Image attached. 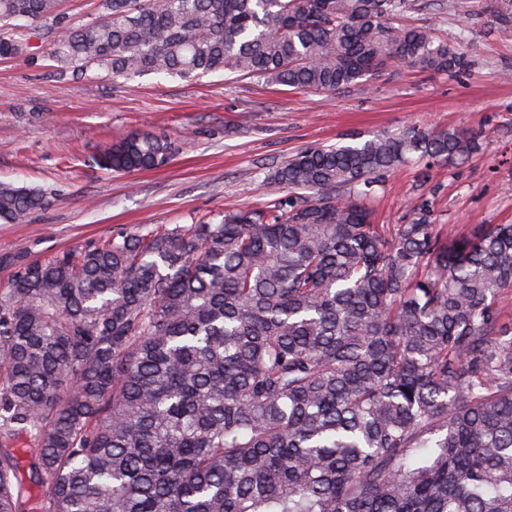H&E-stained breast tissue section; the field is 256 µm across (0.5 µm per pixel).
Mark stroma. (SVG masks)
Here are the masks:
<instances>
[{
  "instance_id": "35a3bbf8",
  "label": "stroma",
  "mask_w": 512,
  "mask_h": 512,
  "mask_svg": "<svg viewBox=\"0 0 512 512\" xmlns=\"http://www.w3.org/2000/svg\"><path fill=\"white\" fill-rule=\"evenodd\" d=\"M478 17L434 18L415 0L406 25L436 24L474 61L451 77L410 67L389 69L348 92H296L248 78L197 80L76 77L47 55L42 32L30 38L37 62L0 59V181L58 191L30 223L0 222V257L43 260L144 225L217 220L225 210L281 196L265 172L309 145L348 133L480 129L478 154L463 165L410 163L377 188L376 223L391 229L409 202L429 199L436 223L469 232L478 224H512V38L472 36L494 0H471ZM137 132L164 135L176 150L164 167L114 174L94 166L96 145Z\"/></svg>"
}]
</instances>
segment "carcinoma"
Masks as SVG:
<instances>
[{"label": "carcinoma", "mask_w": 512, "mask_h": 512, "mask_svg": "<svg viewBox=\"0 0 512 512\" xmlns=\"http://www.w3.org/2000/svg\"><path fill=\"white\" fill-rule=\"evenodd\" d=\"M412 0H0L62 35L56 63L114 78L214 73L345 92L391 68L474 61ZM487 31L512 34V0ZM481 132L353 135L265 172L285 195L216 223L144 226L0 289V512H512V224L459 235L425 199L388 239L366 199L400 165L462 164ZM134 133L116 173L170 158ZM53 189L0 183L25 224ZM60 9L71 25L88 23L99 15L101 0H61Z\"/></svg>", "instance_id": "obj_1"}]
</instances>
